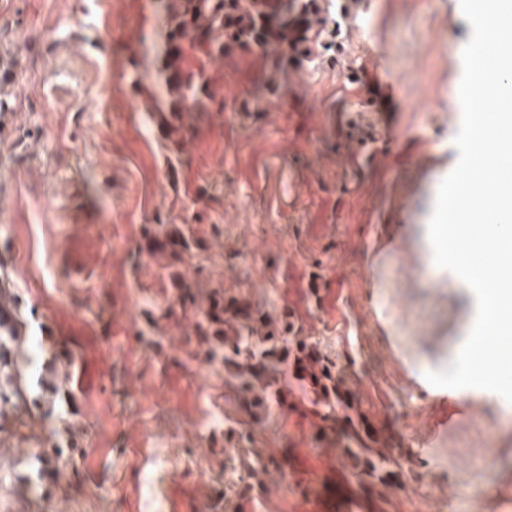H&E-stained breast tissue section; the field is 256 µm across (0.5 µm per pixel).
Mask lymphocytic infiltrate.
Returning <instances> with one entry per match:
<instances>
[{"mask_svg":"<svg viewBox=\"0 0 512 512\" xmlns=\"http://www.w3.org/2000/svg\"><path fill=\"white\" fill-rule=\"evenodd\" d=\"M193 19L185 17L186 0H161L163 46L159 71L164 75L166 108L151 104L165 139L183 148L193 132L181 107V87L190 62L180 40L198 45L219 39L220 59L255 67L257 95L242 100L241 115L262 117L288 95V74L335 66L343 52L342 26L360 0H202ZM131 275L147 301L142 315L146 332L136 340L163 365L207 369L232 395L238 418L215 416L206 438L210 450L241 444L254 428L265 426L274 412L309 422L311 440L339 447L359 489L373 497L377 486L402 485L401 469L380 465L382 429L364 409L370 393L355 388L348 366L336 363L314 334L316 312L332 304V291L321 274L309 272L294 295L261 302L249 293L227 289L201 265L224 246L216 224H141L133 233ZM194 267L187 279L185 267ZM14 286L7 262L0 261V386L10 387L15 402L0 409V430L24 414L39 410L55 424L34 456L23 483L37 484L51 500L62 468L84 457L86 397L74 391L70 368L74 353L51 325L32 323ZM284 455L243 447L237 457L238 484L212 490L209 512H245L263 495L270 472H284Z\"/></svg>","mask_w":512,"mask_h":512,"instance_id":"1","label":"lymphocytic infiltrate"}]
</instances>
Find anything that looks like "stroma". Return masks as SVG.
I'll return each instance as SVG.
<instances>
[{
	"label": "stroma",
	"instance_id": "1",
	"mask_svg": "<svg viewBox=\"0 0 512 512\" xmlns=\"http://www.w3.org/2000/svg\"><path fill=\"white\" fill-rule=\"evenodd\" d=\"M367 2L354 47L372 51L406 134L358 176L336 127L356 95L333 71L290 74L287 104L256 123L231 111L219 123L192 116L196 140L179 154L163 148L142 106L158 84L161 30L134 20L160 15L158 0H0V51L20 59L14 135L39 145L31 161L49 175L35 189L23 166L0 164V255L23 269L17 285L37 317L57 319L87 361L96 401L88 462L64 469L52 503L17 483L40 426L0 433V512H206L207 488L235 482L197 440L211 378L146 367L142 347L112 335L140 323L132 228L196 220L224 227V254L208 267L225 286L274 299L320 263L338 297L316 326L331 354L341 353L344 323L363 324L355 370L382 387L373 411L413 455L399 512H512V403L484 390L468 411L463 390L424 382L450 366L470 313V291L435 264L426 227L441 170L457 162L448 112L460 107L471 26L459 0ZM117 63L129 78H115ZM198 185L210 204L187 197ZM292 456L298 479L348 495L334 450L306 442Z\"/></svg>",
	"mask_w": 512,
	"mask_h": 512
}]
</instances>
